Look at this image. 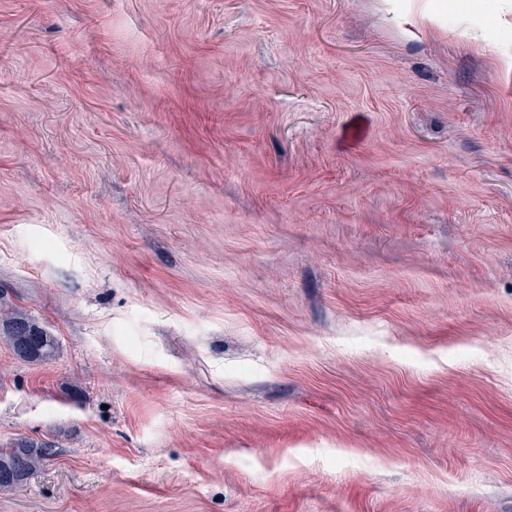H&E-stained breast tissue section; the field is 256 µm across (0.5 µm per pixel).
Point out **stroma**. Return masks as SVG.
<instances>
[{
    "instance_id": "obj_1",
    "label": "stroma",
    "mask_w": 512,
    "mask_h": 512,
    "mask_svg": "<svg viewBox=\"0 0 512 512\" xmlns=\"http://www.w3.org/2000/svg\"><path fill=\"white\" fill-rule=\"evenodd\" d=\"M0 512H512V0H0ZM1 335L13 355L25 362L54 360L59 342L47 329L19 307H9L0 314ZM55 445L29 438H19L9 446L0 448V463L19 470L24 477H32L54 454Z\"/></svg>"
}]
</instances>
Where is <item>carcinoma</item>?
I'll return each mask as SVG.
<instances>
[{
	"label": "carcinoma",
	"mask_w": 512,
	"mask_h": 512,
	"mask_svg": "<svg viewBox=\"0 0 512 512\" xmlns=\"http://www.w3.org/2000/svg\"><path fill=\"white\" fill-rule=\"evenodd\" d=\"M0 334L13 355L25 362H48L60 350L59 342L47 329L19 307H9L0 314ZM56 454V446L29 438H19L0 448V463L30 477Z\"/></svg>",
	"instance_id": "carcinoma-1"
}]
</instances>
